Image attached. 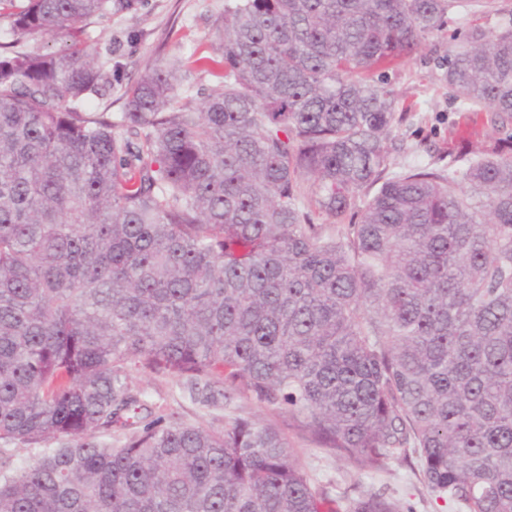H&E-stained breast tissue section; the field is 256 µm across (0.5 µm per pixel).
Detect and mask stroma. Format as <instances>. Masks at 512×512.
<instances>
[{
    "label": "stroma",
    "mask_w": 512,
    "mask_h": 512,
    "mask_svg": "<svg viewBox=\"0 0 512 512\" xmlns=\"http://www.w3.org/2000/svg\"><path fill=\"white\" fill-rule=\"evenodd\" d=\"M226 0H137L135 9L115 12L92 23L87 35L100 62L112 74V90L89 109L119 113L124 91L137 81L147 66L156 62L187 67L179 88L181 96L202 99L220 82L218 74H202L191 68L193 60L211 55L220 44L218 25ZM457 27L426 39L419 50L400 66L386 69L387 82L397 94V111L406 115L389 141L388 175L410 165H424L448 150V126L458 120L460 105L441 78L438 62L448 53L449 36ZM132 387L142 393L147 420L175 416L209 429H223L237 416H249L276 425L288 438L295 457L305 465L315 484L330 495L356 498L376 492L398 500L404 512H464L457 504L440 507L419 476L416 456L389 461L383 471L360 474L347 462L327 455L290 426L288 415L265 407L255 399L236 396L215 404L196 400L175 380L140 367H131Z\"/></svg>",
    "instance_id": "35a3bbf8"
}]
</instances>
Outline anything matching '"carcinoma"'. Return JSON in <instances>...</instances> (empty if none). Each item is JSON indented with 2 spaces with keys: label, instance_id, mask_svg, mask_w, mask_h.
I'll return each instance as SVG.
<instances>
[{
  "label": "carcinoma",
  "instance_id": "carcinoma-1",
  "mask_svg": "<svg viewBox=\"0 0 512 512\" xmlns=\"http://www.w3.org/2000/svg\"><path fill=\"white\" fill-rule=\"evenodd\" d=\"M135 0H0V512H402L331 497L273 426L142 421L136 364L205 403L226 388L358 472L417 455L466 512H512V14L440 64L482 104L474 156L384 178L404 120L378 70L463 0H227L223 81L180 99L147 67L125 111L88 22ZM126 432L117 448L88 439ZM54 446H56V443L52 441L34 445H28L19 441L7 443L0 441V457H2V459L8 458L13 466L26 464L36 459L41 448Z\"/></svg>",
  "mask_w": 512,
  "mask_h": 512
}]
</instances>
